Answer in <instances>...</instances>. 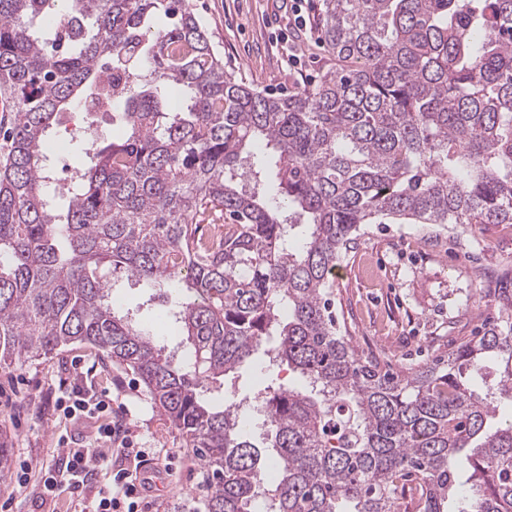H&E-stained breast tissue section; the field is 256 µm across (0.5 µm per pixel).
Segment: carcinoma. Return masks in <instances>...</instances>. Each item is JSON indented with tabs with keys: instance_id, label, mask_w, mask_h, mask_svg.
I'll return each instance as SVG.
<instances>
[{
	"instance_id": "carcinoma-1",
	"label": "carcinoma",
	"mask_w": 512,
	"mask_h": 512,
	"mask_svg": "<svg viewBox=\"0 0 512 512\" xmlns=\"http://www.w3.org/2000/svg\"><path fill=\"white\" fill-rule=\"evenodd\" d=\"M66 15L50 53L36 19ZM319 26L336 66L275 96L224 71L186 0H0V363L80 341L132 370L198 456L204 512H402L410 481L408 512H512V326L402 377L330 311L366 224H512V0H323ZM109 64L132 74L121 134L85 114L61 209L46 133ZM119 273L181 294L179 359L112 303ZM260 351L303 385L266 379L256 441L199 380Z\"/></svg>"
}]
</instances>
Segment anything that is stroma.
I'll list each match as a JSON object with an SVG mask.
<instances>
[{
    "instance_id": "obj_1",
    "label": "stroma",
    "mask_w": 512,
    "mask_h": 512,
    "mask_svg": "<svg viewBox=\"0 0 512 512\" xmlns=\"http://www.w3.org/2000/svg\"><path fill=\"white\" fill-rule=\"evenodd\" d=\"M188 5L223 55L225 70L256 90L291 93L314 83L331 65L318 44L322 0H307L311 22L298 33L272 0H188ZM290 40L301 56L297 73L286 63L284 47ZM337 267L333 289L340 334L360 358L399 372L451 352L485 322L505 319L493 291L512 289V224H370ZM117 286L125 307L152 325L161 344H168L159 320L165 307L151 300L150 289L123 278ZM268 369L280 382L301 383L298 374L271 366L260 354L240 373L226 376L223 387L208 383V391L234 395L243 411H250ZM80 372L109 392L112 422L127 424L135 443L169 464V476L157 486L158 503L169 512H202L199 460L137 376L84 343L64 346L48 359L0 366V434L6 435L13 457L50 463L59 436L88 441L94 420L68 419L52 406L60 386ZM4 501L8 512L71 508L68 493L44 498L36 486L18 487L11 477L0 482Z\"/></svg>"
}]
</instances>
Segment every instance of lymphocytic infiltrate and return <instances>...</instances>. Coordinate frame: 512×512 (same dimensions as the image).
Returning a JSON list of instances; mask_svg holds the SVG:
<instances>
[{
	"instance_id": "1",
	"label": "lymphocytic infiltrate",
	"mask_w": 512,
	"mask_h": 512,
	"mask_svg": "<svg viewBox=\"0 0 512 512\" xmlns=\"http://www.w3.org/2000/svg\"><path fill=\"white\" fill-rule=\"evenodd\" d=\"M120 445L124 455L133 457L134 469L119 468L109 475L96 496L87 497L84 491L89 476L105 469V457L99 454L100 444ZM150 451L136 447L125 430L115 425L98 427L88 446L74 448L67 441H59L57 457L60 466H53L30 458L19 460L16 483L25 486L36 481L41 496L53 497L68 490L75 507L73 512H145L153 503V492L161 470L152 465Z\"/></svg>"
}]
</instances>
